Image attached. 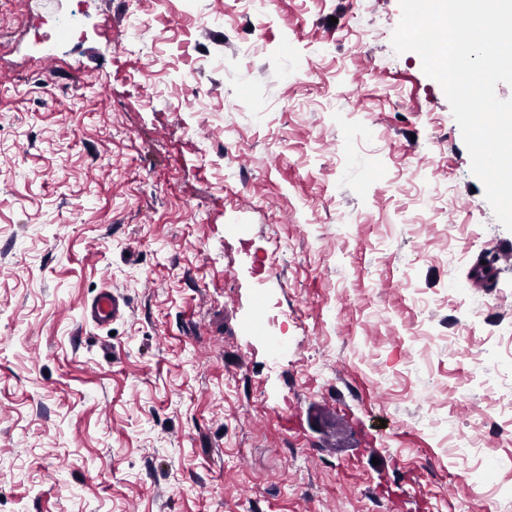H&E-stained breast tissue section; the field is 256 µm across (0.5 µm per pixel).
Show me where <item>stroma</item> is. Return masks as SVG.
<instances>
[{"label":"stroma","instance_id":"1","mask_svg":"<svg viewBox=\"0 0 512 512\" xmlns=\"http://www.w3.org/2000/svg\"><path fill=\"white\" fill-rule=\"evenodd\" d=\"M72 8L0 0V512H505L466 488L494 467L512 492V386L483 360L512 358V267L479 317L451 291L512 232L392 47L399 0L26 24ZM443 189L451 236L416 221ZM105 287L125 315L83 324Z\"/></svg>","mask_w":512,"mask_h":512}]
</instances>
